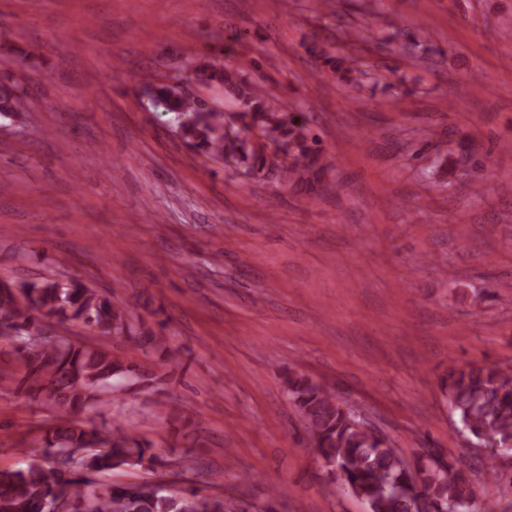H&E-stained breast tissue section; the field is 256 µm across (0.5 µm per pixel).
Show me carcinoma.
Instances as JSON below:
<instances>
[{
	"label": "carcinoma",
	"instance_id": "1",
	"mask_svg": "<svg viewBox=\"0 0 512 512\" xmlns=\"http://www.w3.org/2000/svg\"><path fill=\"white\" fill-rule=\"evenodd\" d=\"M210 54L186 64L193 77L224 90L235 111L210 108L197 96L173 84L146 76L153 106L171 115L179 136L199 153L246 167L258 176L275 167L287 182L317 188L322 170L317 137L310 121L292 115L269 100L263 89L249 81L241 68L217 62L223 51L213 45ZM323 65L344 86L362 92L385 84V77L370 64L343 49L321 51ZM24 89L0 82V117L17 121L26 111ZM276 145L267 157L253 141L254 131ZM79 324L93 333L137 341L170 360L167 337L159 321L154 329L135 316L127 303L79 280L62 283L41 277L31 281L0 280V337L13 347L23 371L21 383L37 404L54 415L41 431L49 465L0 469V512H256L247 491L234 498L217 496L208 503L200 489L187 485L169 491L156 483H114L100 491L80 490L90 485L83 472L109 473L123 467L155 470L166 462L152 452L153 445L121 428L89 427L77 414L90 406L114 404L140 380L152 382L140 365L108 350L77 344L50 334L55 323ZM286 393L298 408L309 439L315 442L323 464L364 503L367 512H490L474 494L471 479L457 468V458L440 454L420 457L410 466L371 429L357 425L351 407L336 399L331 389L292 370L283 377ZM448 408L453 423L474 441L488 440L494 448L512 445V368L483 366L454 369L448 377ZM172 434L186 452L203 447L193 432L191 417L173 413ZM70 448L86 455L75 464L61 458ZM500 457L489 453L477 469L489 479L500 478Z\"/></svg>",
	"mask_w": 512,
	"mask_h": 512
}]
</instances>
